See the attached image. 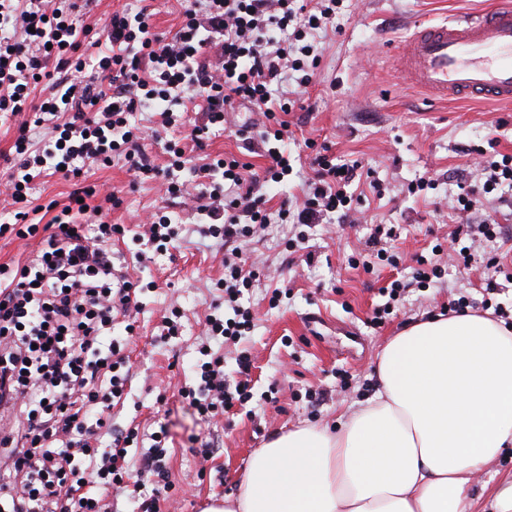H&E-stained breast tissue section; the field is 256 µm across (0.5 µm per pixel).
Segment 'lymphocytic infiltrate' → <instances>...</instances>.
Here are the masks:
<instances>
[{"label": "lymphocytic infiltrate", "mask_w": 512, "mask_h": 512, "mask_svg": "<svg viewBox=\"0 0 512 512\" xmlns=\"http://www.w3.org/2000/svg\"><path fill=\"white\" fill-rule=\"evenodd\" d=\"M340 0H185L171 38L153 33L151 15L113 14L102 40L88 42L93 65L73 53L79 31L72 15L55 0H0V18L12 36L0 38V112L20 116L13 146L19 159L8 174L14 223L0 224V239L38 240L35 254L0 264V409L13 415L0 436V512H106L89 488L129 491L137 512H159L157 495L143 491L145 478L167 483L162 461L167 429L151 435L139 471L125 465L140 437L127 429L120 446L98 450L112 432V404L125 393L123 344L111 336L117 317L140 311L138 284L117 269L112 237L123 227L106 219L118 207L116 193H102L87 174L124 159L134 179H153L157 168L144 163L142 130L130 117L146 101L161 102L166 122H174L173 93L202 98L191 139L202 145L224 124L227 109L244 108V126L268 142L260 169L227 156L202 166L215 184L198 208L203 235L222 240L224 302L232 316L206 315L208 336L236 340L253 315L240 304L254 286L256 272L237 244L264 227L261 190L289 171L276 148L294 111L276 99L273 85L286 71L308 68V31L327 26ZM47 126L49 139L33 151L28 132ZM316 155L298 211L280 208L282 220L319 224L349 219L354 197L347 188L357 165L341 166L327 153ZM61 175L73 189L64 206L43 208L46 223L32 222L30 196L36 180ZM198 383L180 390L203 420L222 417L234 403L250 398L248 352L237 357L240 378L227 384L224 358L203 349Z\"/></svg>", "instance_id": "obj_1"}]
</instances>
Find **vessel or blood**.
Returning <instances> with one entry per match:
<instances>
[{
    "label": "vessel or blood",
    "mask_w": 512,
    "mask_h": 512,
    "mask_svg": "<svg viewBox=\"0 0 512 512\" xmlns=\"http://www.w3.org/2000/svg\"><path fill=\"white\" fill-rule=\"evenodd\" d=\"M411 86L441 100L512 103V0L417 26L395 55Z\"/></svg>",
    "instance_id": "1"
}]
</instances>
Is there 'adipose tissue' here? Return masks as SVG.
Here are the masks:
<instances>
[{
  "label": "adipose tissue",
  "instance_id": "adipose-tissue-1",
  "mask_svg": "<svg viewBox=\"0 0 512 512\" xmlns=\"http://www.w3.org/2000/svg\"><path fill=\"white\" fill-rule=\"evenodd\" d=\"M376 390L335 429L300 427L252 455L207 512H512L484 467L512 449V327L461 313L412 323L381 348Z\"/></svg>",
  "mask_w": 512,
  "mask_h": 512
}]
</instances>
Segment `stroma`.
Wrapping results in <instances>:
<instances>
[{"mask_svg":"<svg viewBox=\"0 0 512 512\" xmlns=\"http://www.w3.org/2000/svg\"><path fill=\"white\" fill-rule=\"evenodd\" d=\"M494 0H344L326 28L308 36L319 65L305 86L283 83L299 93L303 107L287 120L293 133L285 144L291 173L263 188L269 224L240 247L260 270L258 288L243 303L254 324L238 343H221L204 334L203 322L224 294L216 283L224 276L223 246L197 231L198 167L206 156L232 154L261 166L258 147L246 144L236 127L216 131L205 149L193 148L189 128L159 126L153 103L132 116L144 137L142 154L166 167L167 141L186 148L187 161L174 178L185 186L178 197L165 195L159 181L132 183L123 160L96 170L95 181L119 191L122 203L109 220L126 233L115 248L125 256L142 251L139 224L155 213L167 215L179 233L174 248L151 262L131 268L145 289L142 309L127 354L130 383L112 410V428L140 423L146 432L167 426L166 466L175 486L161 498L160 512H202L204 504L236 494L251 455L274 435L302 425L335 423L375 391L377 355L387 339L404 326L443 312L457 299L490 301L512 315V280L498 278L487 294L486 263L500 255L512 261V185L502 184L480 197L474 209L456 203L460 184L482 186L487 160L512 154V105L441 102L406 84L389 61L390 54L417 23H441L463 12L491 7ZM148 10L157 34L171 37L180 22L178 0H93L84 22L104 21L112 13ZM327 146L344 162H358L381 186L365 194L353 224H284L277 217L283 203L302 199L311 172L306 139ZM423 191H416V184ZM495 220L501 233L489 241L480 234L460 235V228ZM380 224L396 225V240L377 237ZM305 236L310 263L291 261L289 239ZM471 248L468 268L456 253ZM425 256L445 273L430 284H414V256ZM359 267H351V258ZM407 288L383 294L390 282ZM183 313L178 337L160 338L163 316ZM224 356L226 377H235V358L251 357V399L220 421L203 422L178 390L193 381L201 347ZM196 435L210 444L208 462L195 456L188 442Z\"/></svg>","mask_w":512,"mask_h":512,"instance_id":"1","label":"stroma"}]
</instances>
